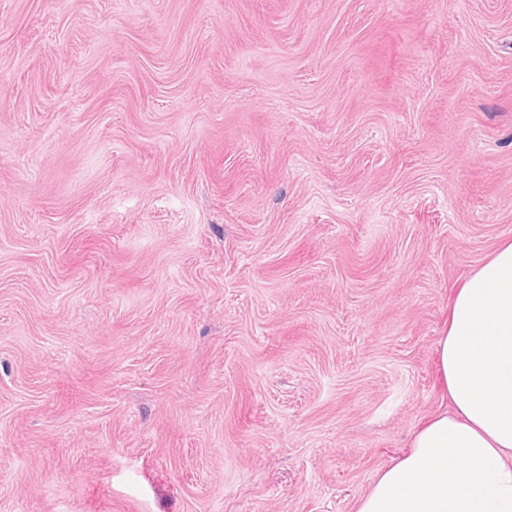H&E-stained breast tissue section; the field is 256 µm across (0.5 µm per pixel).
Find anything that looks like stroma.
<instances>
[{"label": "stroma", "instance_id": "35a3bbf8", "mask_svg": "<svg viewBox=\"0 0 512 512\" xmlns=\"http://www.w3.org/2000/svg\"><path fill=\"white\" fill-rule=\"evenodd\" d=\"M512 240V0H0V512H355Z\"/></svg>", "mask_w": 512, "mask_h": 512}]
</instances>
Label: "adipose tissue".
I'll list each match as a JSON object with an SVG mask.
<instances>
[{
    "instance_id": "1",
    "label": "adipose tissue",
    "mask_w": 512,
    "mask_h": 512,
    "mask_svg": "<svg viewBox=\"0 0 512 512\" xmlns=\"http://www.w3.org/2000/svg\"><path fill=\"white\" fill-rule=\"evenodd\" d=\"M437 369L450 410L421 425L356 512H512V241L455 291Z\"/></svg>"
}]
</instances>
